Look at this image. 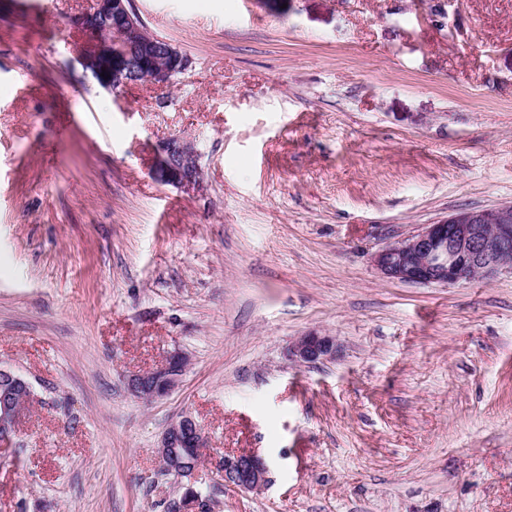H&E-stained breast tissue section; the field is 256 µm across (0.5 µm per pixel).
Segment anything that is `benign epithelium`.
<instances>
[{"instance_id": "1", "label": "benign epithelium", "mask_w": 512, "mask_h": 512, "mask_svg": "<svg viewBox=\"0 0 512 512\" xmlns=\"http://www.w3.org/2000/svg\"><path fill=\"white\" fill-rule=\"evenodd\" d=\"M81 30L79 48L83 68L97 82L113 91L147 82L161 90L171 89L188 58L167 40L142 37L139 17L132 0H95L89 13L69 18ZM194 145L179 137L162 142L154 175L178 189L202 187ZM379 273L390 280L415 284L458 285L477 277L491 278L512 270V205L486 209H464L415 233L388 243L372 256ZM333 337L311 331L289 349L290 360L312 365L335 356ZM186 356L172 353L163 364L131 378L130 392L146 401L168 396L180 384ZM30 383L14 370L0 366V445L12 443L31 399ZM204 447L202 433L188 414L164 432L159 455L163 469L190 476L183 469L176 449ZM224 485L260 491L268 481L267 460L256 452L224 456Z\"/></svg>"}]
</instances>
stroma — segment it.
<instances>
[{
    "label": "stroma",
    "mask_w": 512,
    "mask_h": 512,
    "mask_svg": "<svg viewBox=\"0 0 512 512\" xmlns=\"http://www.w3.org/2000/svg\"><path fill=\"white\" fill-rule=\"evenodd\" d=\"M132 3L191 61L169 91L85 71L93 0H0V365L34 389L0 512H512V270L371 264L512 204V0ZM172 136L202 189L154 178ZM310 331L336 358L289 361ZM178 350V389L130 394ZM185 413L181 478L159 444ZM248 451L257 492L224 483ZM188 446L192 448H184ZM175 448H184L183 454L187 461L192 465L197 464L200 454L196 448H204V439L197 423L189 414L182 415L166 429L159 455L166 472L184 477L191 476L196 466L190 472L183 469ZM224 483L247 491H260L268 481L267 460L256 452L224 456Z\"/></svg>",
    "instance_id": "stroma-1"
}]
</instances>
